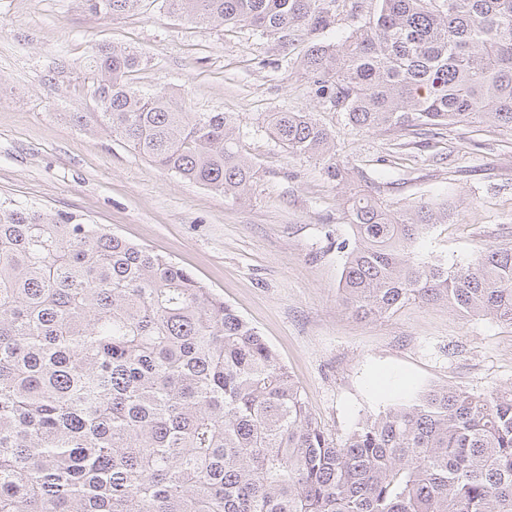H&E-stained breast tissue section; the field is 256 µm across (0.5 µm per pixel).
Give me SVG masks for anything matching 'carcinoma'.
Returning <instances> with one entry per match:
<instances>
[{"instance_id": "carcinoma-1", "label": "carcinoma", "mask_w": 512, "mask_h": 512, "mask_svg": "<svg viewBox=\"0 0 512 512\" xmlns=\"http://www.w3.org/2000/svg\"><path fill=\"white\" fill-rule=\"evenodd\" d=\"M96 14L142 0H86ZM191 23L249 26L288 48L360 0H160ZM141 55L95 46L96 112L74 123L180 178L246 198L238 116L138 88ZM316 95L358 131L470 124L512 131V0H376L342 44L312 42ZM264 122L344 180L308 112ZM340 288L362 318L411 301L512 325V249L467 264L413 246L448 204L347 200ZM0 512H512V387L430 388L327 436L275 352L168 258L72 215L0 201Z\"/></svg>"}]
</instances>
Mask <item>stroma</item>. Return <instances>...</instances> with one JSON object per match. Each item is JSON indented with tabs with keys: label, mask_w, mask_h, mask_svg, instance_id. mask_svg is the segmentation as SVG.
<instances>
[{
	"label": "stroma",
	"mask_w": 512,
	"mask_h": 512,
	"mask_svg": "<svg viewBox=\"0 0 512 512\" xmlns=\"http://www.w3.org/2000/svg\"><path fill=\"white\" fill-rule=\"evenodd\" d=\"M97 43L147 59L137 86L180 93L193 112L238 115L256 172L246 201L75 125L73 113L96 109L75 76ZM309 44L285 49L248 26L193 24L158 0L108 18L86 0H0V199L103 225L190 271L266 340L334 437L429 388L512 385V325L421 302L363 319L339 288L356 192L394 210L447 202V223L417 245L447 263L512 248V132L489 122L352 130L302 70ZM283 111L311 113L333 134L344 182L269 134L265 116Z\"/></svg>",
	"instance_id": "obj_1"
}]
</instances>
